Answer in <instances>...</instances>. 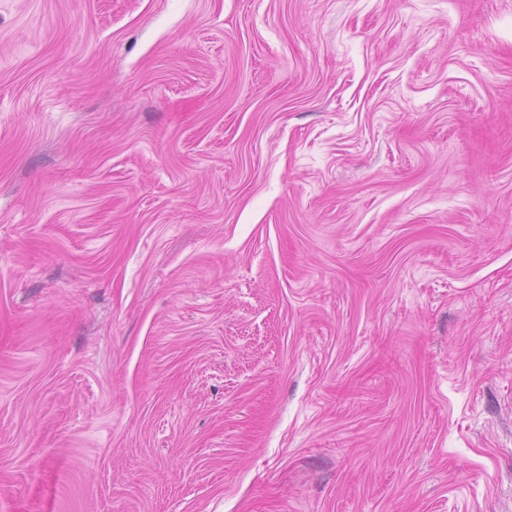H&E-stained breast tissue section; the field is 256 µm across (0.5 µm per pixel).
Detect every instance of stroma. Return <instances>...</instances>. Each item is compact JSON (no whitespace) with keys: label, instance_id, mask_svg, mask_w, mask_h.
<instances>
[{"label":"stroma","instance_id":"1","mask_svg":"<svg viewBox=\"0 0 512 512\" xmlns=\"http://www.w3.org/2000/svg\"><path fill=\"white\" fill-rule=\"evenodd\" d=\"M0 512H512V0H0Z\"/></svg>","mask_w":512,"mask_h":512}]
</instances>
